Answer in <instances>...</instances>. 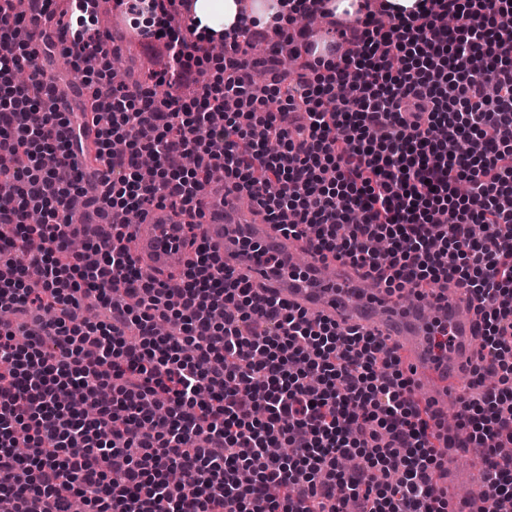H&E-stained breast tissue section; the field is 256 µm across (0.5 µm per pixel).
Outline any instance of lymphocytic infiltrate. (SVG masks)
Returning a JSON list of instances; mask_svg holds the SVG:
<instances>
[{"instance_id":"lymphocytic-infiltrate-1","label":"lymphocytic infiltrate","mask_w":512,"mask_h":512,"mask_svg":"<svg viewBox=\"0 0 512 512\" xmlns=\"http://www.w3.org/2000/svg\"><path fill=\"white\" fill-rule=\"evenodd\" d=\"M11 2L0 0V309L53 318L22 348L0 322L10 512L78 500L95 512H448L437 476L455 442L433 433L383 340L259 294L205 243L173 287L141 277L122 243L127 215L169 201L199 216L215 167L282 231L388 290H466L482 343L458 426L484 454L487 512H512V455L500 452L512 444V58L500 53L512 0H419L407 15L361 0L352 20L299 0L349 50L328 43L297 96L278 57L260 80L234 40L202 79L205 38L176 22L190 0H113L146 45L165 44L151 90L113 84L99 0H46L72 39L38 50L16 41L25 17ZM58 52L101 115L107 176L93 202L114 238L80 253L66 213L85 191L84 129L40 61ZM176 84L188 95L157 98ZM292 112L303 120L289 124ZM34 210L43 223H29ZM488 373L498 384L486 390ZM275 444L287 455H270Z\"/></svg>"}]
</instances>
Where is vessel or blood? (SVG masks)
Here are the masks:
<instances>
[{"instance_id": "b4317fda", "label": "vessel or blood", "mask_w": 512, "mask_h": 512, "mask_svg": "<svg viewBox=\"0 0 512 512\" xmlns=\"http://www.w3.org/2000/svg\"><path fill=\"white\" fill-rule=\"evenodd\" d=\"M239 194L224 185H211L204 198V216L196 228L167 207L149 211L137 226V252L159 279L183 270L193 259L196 243L206 240L224 257L235 276L246 279L261 293H272L307 312L344 328H357L386 341L406 366L415 384L429 387V403L446 412L448 391L477 361L475 340L479 319L455 284L439 282V302L424 308L421 301L402 303L375 280L346 262H336L333 276H325L322 262L308 240H298L267 223L258 211L242 210ZM95 207L70 214L69 229L86 234L89 225L102 223ZM304 252L308 261L296 268L293 256ZM276 263H269V256ZM447 325L453 338L447 359L436 360L431 327Z\"/></svg>"}]
</instances>
